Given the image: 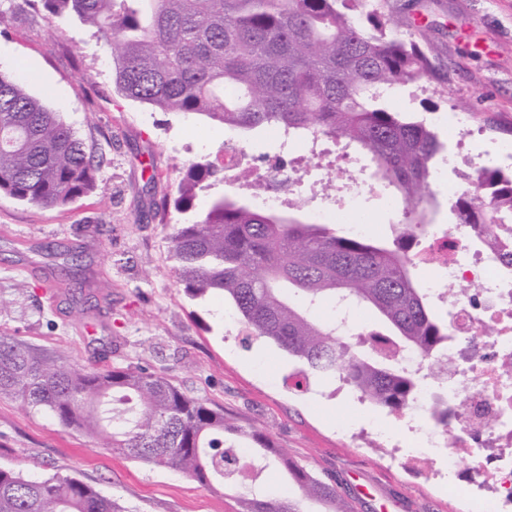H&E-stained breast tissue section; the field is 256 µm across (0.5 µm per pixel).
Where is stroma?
I'll use <instances>...</instances> for the list:
<instances>
[{
	"label": "stroma",
	"mask_w": 512,
	"mask_h": 512,
	"mask_svg": "<svg viewBox=\"0 0 512 512\" xmlns=\"http://www.w3.org/2000/svg\"><path fill=\"white\" fill-rule=\"evenodd\" d=\"M412 33L436 46L443 82L402 87L397 112L426 118L465 112L471 159L432 179L434 221L451 224L447 183L466 189L478 169L498 166L482 146L512 139V0H405ZM112 53L78 19H48L24 0L0 18V72L59 112L101 167L96 188L61 208L0 195V332L94 368L131 364L172 380L189 396L219 404L243 426L266 430L276 446L314 475L333 480L355 512H461L443 454L405 465L398 414L360 402L341 382L295 386L297 360L274 343L247 339L233 304L188 296L169 253L173 225L195 221L218 194L248 197L252 170L281 157L270 130L237 138L245 172L199 192L193 210L158 212L182 166L217 160L224 128L199 115L163 112L119 96ZM93 82L80 86L81 73ZM314 172L294 184L302 214L322 224L333 200ZM79 253L98 304L72 303L54 275L47 244ZM0 466L29 478L82 479L123 512H235L232 495L169 468L148 465L64 427L47 410L0 399Z\"/></svg>",
	"instance_id": "1"
}]
</instances>
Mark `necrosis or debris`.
Segmentation results:
<instances>
[{
	"label": "necrosis or debris",
	"instance_id": "obj_1",
	"mask_svg": "<svg viewBox=\"0 0 512 512\" xmlns=\"http://www.w3.org/2000/svg\"><path fill=\"white\" fill-rule=\"evenodd\" d=\"M347 166L346 197L329 211L330 223L369 231L371 197L386 210H401L399 199L368 183L361 160ZM495 236L489 244L469 224H431L420 234L413 259L430 270L424 286L448 320V346L438 354L448 377L426 375L425 359L412 352L402 353L401 362L423 374L409 422L427 421L429 443L467 472V498L481 501L484 512H512V455L489 454L493 448L512 452V224L498 225ZM439 400L448 404L444 428L430 421Z\"/></svg>",
	"mask_w": 512,
	"mask_h": 512
}]
</instances>
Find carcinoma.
<instances>
[{"label":"carcinoma","mask_w":512,"mask_h":512,"mask_svg":"<svg viewBox=\"0 0 512 512\" xmlns=\"http://www.w3.org/2000/svg\"><path fill=\"white\" fill-rule=\"evenodd\" d=\"M49 18L75 17L112 48V83L125 98L165 112L203 116L242 137L276 126L288 138L342 141L367 161L373 178L405 204L392 245L343 234L333 224L301 222L222 195L170 236L177 283L192 297L231 299L250 335L275 342L302 362L298 388L315 377L345 381L371 404L399 413L419 374L321 322L316 310L348 298L386 328L389 341L422 357L448 341V323L414 278V231L429 225V179L448 150L432 123L393 112L390 90L442 79L436 49L406 35L374 0H27ZM98 165L60 113L0 73V195L42 208L65 207L90 193ZM224 164L182 170L173 201L193 208L196 189ZM450 210L457 224H512V174L484 167ZM58 277L82 285L76 256ZM46 409L97 447L237 494L239 512H350L336 485L296 464L270 434L243 427L165 376L137 367L78 369L57 356L0 334V398ZM273 459L299 496L256 492ZM0 512H123L73 476L26 478L0 467Z\"/></svg>","instance_id":"cac0c4a2"}]
</instances>
